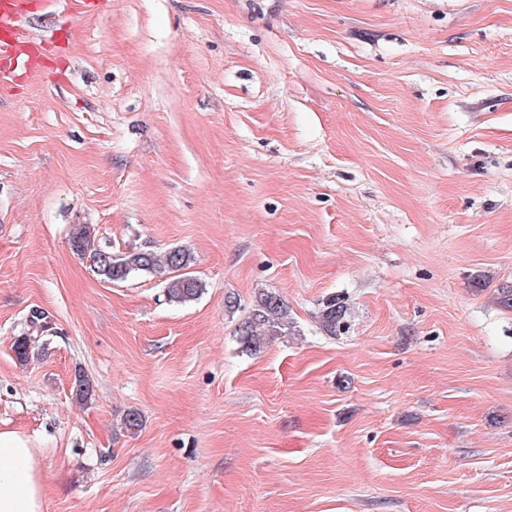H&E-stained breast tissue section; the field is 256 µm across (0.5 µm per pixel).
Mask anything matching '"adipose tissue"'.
Returning a JSON list of instances; mask_svg holds the SVG:
<instances>
[{"mask_svg":"<svg viewBox=\"0 0 512 512\" xmlns=\"http://www.w3.org/2000/svg\"><path fill=\"white\" fill-rule=\"evenodd\" d=\"M43 499L29 440L0 429V512H42Z\"/></svg>","mask_w":512,"mask_h":512,"instance_id":"ef3b65f1","label":"adipose tissue"}]
</instances>
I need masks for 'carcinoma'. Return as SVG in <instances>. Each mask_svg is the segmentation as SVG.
I'll use <instances>...</instances> for the list:
<instances>
[{
  "label": "carcinoma",
  "mask_w": 512,
  "mask_h": 512,
  "mask_svg": "<svg viewBox=\"0 0 512 512\" xmlns=\"http://www.w3.org/2000/svg\"><path fill=\"white\" fill-rule=\"evenodd\" d=\"M70 245L77 255L89 258L92 271L105 281H124L136 275L168 272L171 277L164 292L169 302L188 304L204 293L203 282L188 272L194 257L184 249L174 248L159 254L153 251L117 253L112 251L111 245L96 241L94 228L89 224H80L73 229ZM347 313L345 296L332 295L323 302L317 321L327 335L337 336L347 329ZM291 325L284 299L276 292H263L257 297L252 311L239 324L237 342L241 351L255 353L272 338L288 331ZM73 394L79 402L92 400L94 385L86 373L75 374Z\"/></svg>",
  "instance_id": "1"
}]
</instances>
